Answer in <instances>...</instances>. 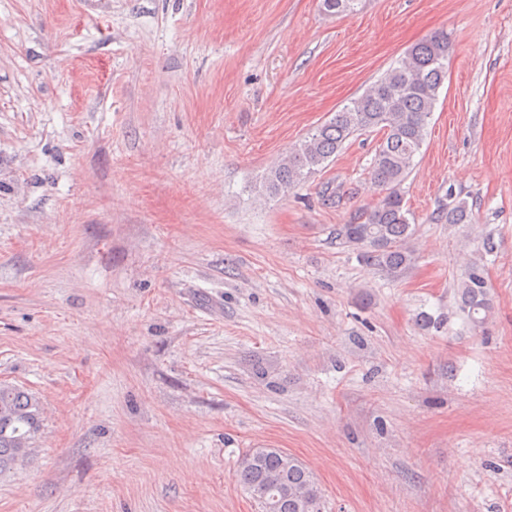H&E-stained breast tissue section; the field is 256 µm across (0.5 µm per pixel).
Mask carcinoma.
Masks as SVG:
<instances>
[{
	"mask_svg": "<svg viewBox=\"0 0 512 512\" xmlns=\"http://www.w3.org/2000/svg\"><path fill=\"white\" fill-rule=\"evenodd\" d=\"M358 0H323L330 13H351ZM451 40L441 30L413 46L398 63L361 96L350 100L325 124L292 148L266 174L263 189L279 195L312 176L359 132L381 128L384 138L375 154L372 180L386 189L373 207L348 224H338L339 247L397 276L413 262L412 214L400 186L425 143L428 119L448 74ZM465 201L448 194V202L432 214L435 224H467ZM460 310L481 327L494 304L483 265L474 262L461 273L457 288ZM40 428V406L29 392L0 384V472L19 463L21 449ZM237 479L259 505L260 512H324L322 493L312 471L279 448H254L239 460Z\"/></svg>",
	"mask_w": 512,
	"mask_h": 512,
	"instance_id": "carcinoma-1",
	"label": "carcinoma"
}]
</instances>
